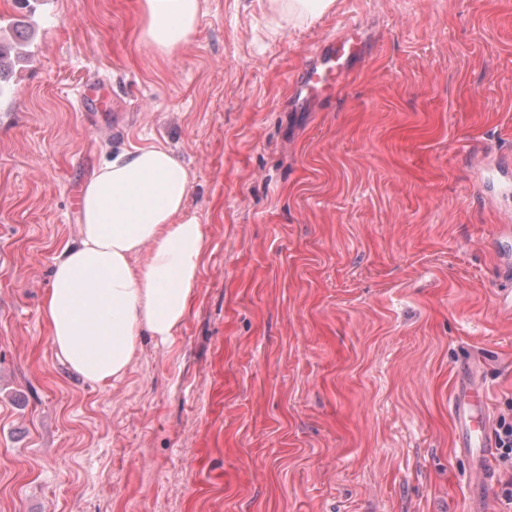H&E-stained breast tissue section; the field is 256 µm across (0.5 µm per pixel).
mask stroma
<instances>
[{
  "label": "stroma",
  "instance_id": "35a3bbf8",
  "mask_svg": "<svg viewBox=\"0 0 512 512\" xmlns=\"http://www.w3.org/2000/svg\"><path fill=\"white\" fill-rule=\"evenodd\" d=\"M355 29L346 82H296ZM0 512H476L451 402L512 409V0H202L169 57L139 0H0ZM98 84L112 109L96 112ZM167 143L207 247L172 345L99 387L40 306L83 186ZM271 9L299 22L314 21L329 12L335 0H270Z\"/></svg>",
  "mask_w": 512,
  "mask_h": 512
}]
</instances>
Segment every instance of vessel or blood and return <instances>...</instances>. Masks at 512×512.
I'll list each match as a JSON object with an SVG mask.
<instances>
[{
	"label": "vessel or blood",
	"instance_id": "b4317fda",
	"mask_svg": "<svg viewBox=\"0 0 512 512\" xmlns=\"http://www.w3.org/2000/svg\"><path fill=\"white\" fill-rule=\"evenodd\" d=\"M359 48L353 38H339L324 44L315 62L298 77V88L306 98L327 96L340 78L348 74L350 65L358 56ZM452 415L459 433L460 446L471 458L477 489L488 493L491 471L488 461L495 442L490 432L491 418L486 390L479 380L467 377L459 385L453 401Z\"/></svg>",
	"mask_w": 512,
	"mask_h": 512
}]
</instances>
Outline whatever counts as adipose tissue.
Here are the masks:
<instances>
[{
    "label": "adipose tissue",
    "instance_id": "adipose-tissue-1",
    "mask_svg": "<svg viewBox=\"0 0 512 512\" xmlns=\"http://www.w3.org/2000/svg\"><path fill=\"white\" fill-rule=\"evenodd\" d=\"M142 39L161 56L196 29L201 0H141ZM192 178L164 143L130 146L83 189L78 240L56 255L42 317L85 380L123 379L143 337L174 341L200 284L206 237L188 211Z\"/></svg>",
    "mask_w": 512,
    "mask_h": 512
}]
</instances>
